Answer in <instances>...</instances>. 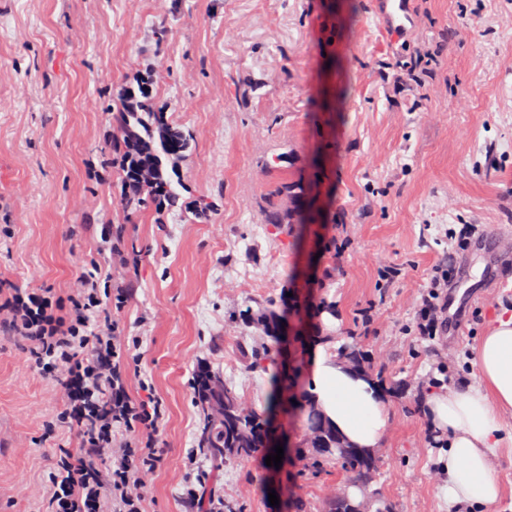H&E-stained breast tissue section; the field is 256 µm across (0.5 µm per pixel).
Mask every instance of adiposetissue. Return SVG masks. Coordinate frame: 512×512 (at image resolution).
Returning a JSON list of instances; mask_svg holds the SVG:
<instances>
[{
  "label": "adipose tissue",
  "mask_w": 512,
  "mask_h": 512,
  "mask_svg": "<svg viewBox=\"0 0 512 512\" xmlns=\"http://www.w3.org/2000/svg\"><path fill=\"white\" fill-rule=\"evenodd\" d=\"M479 379L432 395L426 415L446 438L441 466L449 506L464 505L472 512L494 505L502 488L489 457L512 445V433L500 423L512 411V317L491 326L478 346ZM306 391L351 444L379 447L388 430L391 410L376 383L345 367L325 348L314 352Z\"/></svg>",
  "instance_id": "obj_1"
}]
</instances>
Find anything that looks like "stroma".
I'll use <instances>...</instances> for the list:
<instances>
[{
	"mask_svg": "<svg viewBox=\"0 0 512 512\" xmlns=\"http://www.w3.org/2000/svg\"><path fill=\"white\" fill-rule=\"evenodd\" d=\"M412 7L418 29L395 42L372 0H0V226L11 230L0 280L65 296L97 263L111 287L133 288L119 319L141 337V370L167 407L163 461L143 478L147 512H183L190 482L243 512H296L301 498L329 512L346 478L333 460L308 469L302 410L271 416L281 467H217L202 456L184 466L201 421L189 384L198 363L261 410L275 377L290 380L289 397L304 394L310 350L325 336L356 339L392 411L362 492L368 512H448L424 402L437 363L449 365V384L475 380L480 341L512 295V262L492 285L478 246L459 255L460 336L422 340L413 316L449 225H483L494 250L512 249L501 238L512 231V0ZM417 51L434 62L393 94L385 67ZM148 63L168 118L194 138L187 188L160 224L124 211L112 185L87 172L106 147L108 92ZM287 176L308 187L309 221L283 230L266 223L264 205ZM203 198L218 206L204 222L193 208ZM104 224L120 231L129 263L102 250ZM393 264L401 276L378 292L379 271ZM268 303L283 317L281 336L268 367L252 368L243 354L265 338L248 314ZM366 306L373 322L359 336L353 319ZM63 400L24 343L0 334V512H40L58 448L73 440L47 428Z\"/></svg>",
	"mask_w": 512,
	"mask_h": 512,
	"instance_id": "35a3bbf8",
	"label": "stroma"
}]
</instances>
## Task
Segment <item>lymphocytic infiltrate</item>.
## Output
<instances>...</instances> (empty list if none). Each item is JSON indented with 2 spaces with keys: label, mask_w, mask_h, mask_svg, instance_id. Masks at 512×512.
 <instances>
[{
  "label": "lymphocytic infiltrate",
  "mask_w": 512,
  "mask_h": 512,
  "mask_svg": "<svg viewBox=\"0 0 512 512\" xmlns=\"http://www.w3.org/2000/svg\"><path fill=\"white\" fill-rule=\"evenodd\" d=\"M480 231L477 224L450 231V249L424 285L416 335L438 342L447 337L448 288L458 274L454 260ZM101 273L92 264L77 291L64 298L0 281V332L23 339L34 367L62 387L65 403L56 423L73 430L77 443L59 452L44 512H146L141 477L163 459L158 432L166 408L161 400L131 394L130 378L144 391L151 384L141 373L139 337L128 335L113 314L131 291L118 289L113 303H105Z\"/></svg>",
  "instance_id": "obj_1"
}]
</instances>
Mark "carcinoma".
<instances>
[{
	"label": "carcinoma",
	"mask_w": 512,
	"mask_h": 512,
	"mask_svg": "<svg viewBox=\"0 0 512 512\" xmlns=\"http://www.w3.org/2000/svg\"><path fill=\"white\" fill-rule=\"evenodd\" d=\"M157 74L153 66L144 65L136 76L127 80L112 98L122 112L123 126L112 132V152L101 162L107 175H119V205L127 212L151 209L157 221L180 200L176 187L181 185L179 169L192 150V135L182 125L164 116L166 107L155 93ZM305 187L291 177L274 183L268 194V219L271 224H302L305 215L302 201ZM253 323L263 336L275 342L281 333V318L272 306L261 308ZM220 372L211 368L200 371L194 403L202 416L197 447L213 460L248 461L269 455V425L264 414L252 410L241 416L243 404L233 387L219 381ZM308 406V430H317L321 441H306L312 449L308 467L321 468L336 460L349 481L364 488L370 486L377 472V460L363 448L345 446V441L326 422L321 421L311 403Z\"/></svg>",
	"instance_id": "carcinoma-1"
}]
</instances>
